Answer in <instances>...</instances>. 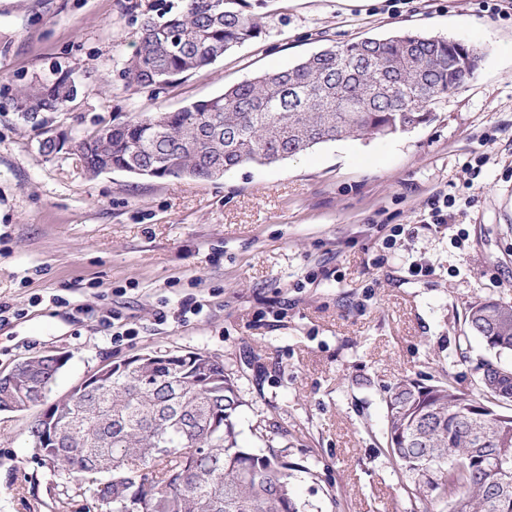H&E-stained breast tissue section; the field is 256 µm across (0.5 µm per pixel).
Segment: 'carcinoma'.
Returning a JSON list of instances; mask_svg holds the SVG:
<instances>
[{
    "instance_id": "cac0c4a2",
    "label": "carcinoma",
    "mask_w": 512,
    "mask_h": 512,
    "mask_svg": "<svg viewBox=\"0 0 512 512\" xmlns=\"http://www.w3.org/2000/svg\"><path fill=\"white\" fill-rule=\"evenodd\" d=\"M265 0H164L143 18L130 82L161 91L260 37L254 10ZM482 54L459 42L397 31L323 49L176 112L131 113L76 145L85 171L213 180L240 166H269L315 146L391 137L431 121V106L479 68ZM69 73L20 86L12 101L28 121L74 101ZM496 356L512 355V305L488 297L464 315ZM58 356L30 360L0 384V412L40 413L31 445L53 471L81 481L109 512H300L284 451L240 443L244 406L216 357L147 351L96 373L83 392L47 397ZM479 393L448 380H402L385 400L387 447L423 512H512V366L482 359ZM508 454V475L492 482Z\"/></svg>"
}]
</instances>
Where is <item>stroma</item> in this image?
<instances>
[{
  "label": "stroma",
  "instance_id": "stroma-1",
  "mask_svg": "<svg viewBox=\"0 0 512 512\" xmlns=\"http://www.w3.org/2000/svg\"><path fill=\"white\" fill-rule=\"evenodd\" d=\"M158 0H0V371L67 361L52 397L153 350L223 360L244 400L247 446L284 448L301 512H414L386 448L384 398L401 379L475 389L490 352L466 308L512 304V15L478 0H269L262 35L158 93L125 74ZM400 30L479 47L477 72L392 137L341 140L216 181L91 176L73 150L118 113L173 112L329 46ZM75 71L83 88L46 130L10 105L15 85ZM461 210L426 223L437 192ZM401 226L395 245L384 246ZM430 264L427 275L409 265ZM197 301L186 321L164 308ZM133 336L113 340L114 327ZM31 413L0 412V512H106L35 456Z\"/></svg>",
  "mask_w": 512,
  "mask_h": 512
}]
</instances>
